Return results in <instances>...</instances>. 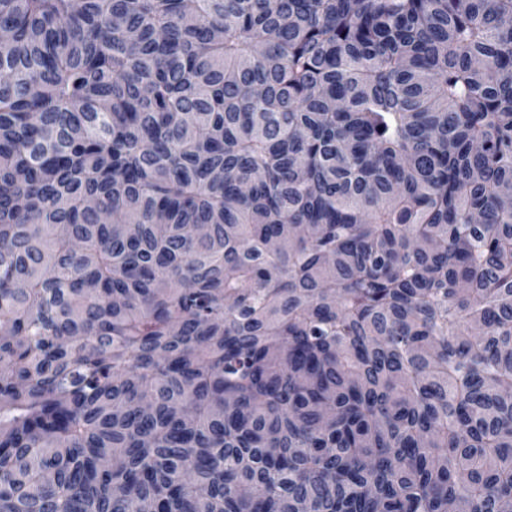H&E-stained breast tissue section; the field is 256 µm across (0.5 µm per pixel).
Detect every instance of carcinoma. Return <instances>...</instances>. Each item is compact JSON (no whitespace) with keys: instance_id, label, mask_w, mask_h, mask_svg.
I'll return each mask as SVG.
<instances>
[{"instance_id":"obj_1","label":"carcinoma","mask_w":512,"mask_h":512,"mask_svg":"<svg viewBox=\"0 0 512 512\" xmlns=\"http://www.w3.org/2000/svg\"><path fill=\"white\" fill-rule=\"evenodd\" d=\"M0 27V512H512V0Z\"/></svg>"}]
</instances>
